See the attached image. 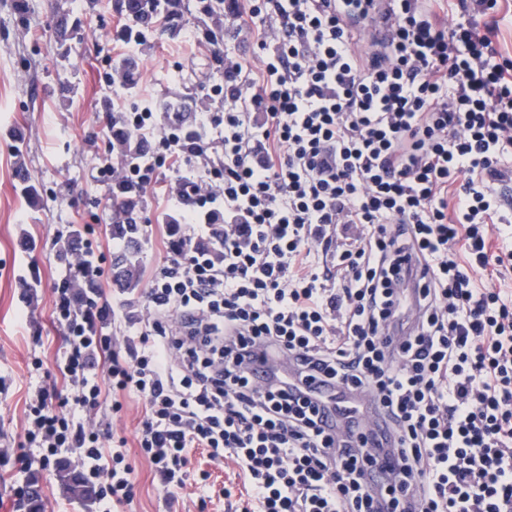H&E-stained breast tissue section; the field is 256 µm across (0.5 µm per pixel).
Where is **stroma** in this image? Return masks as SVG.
Instances as JSON below:
<instances>
[{"mask_svg": "<svg viewBox=\"0 0 512 512\" xmlns=\"http://www.w3.org/2000/svg\"><path fill=\"white\" fill-rule=\"evenodd\" d=\"M191 21L188 29L155 30L150 48L138 55L139 86L160 98L185 97L200 105L211 86L214 45L225 54H253L245 36L225 29L209 37L195 21L197 0H182ZM28 22L17 19L16 0H0V449L23 439L26 400L33 358H42L49 383H60L55 359L63 331L52 317L55 294L65 269L56 259L58 235L80 227L97 248L107 297H120L112 283V226L97 201L106 192L95 169L112 155L109 105L113 93L104 81L116 52L112 30L118 0H29ZM69 11L66 43L53 28L57 10ZM24 159L40 187L44 203L30 206L16 178V161ZM169 177H162L142 203L151 227L140 258L145 276H152L166 252L163 247L168 213ZM32 249L20 247L22 237ZM138 494L117 512H224L222 499L205 504L195 485L168 495L150 464L130 451ZM43 512H97L90 500L73 495L57 472H36Z\"/></svg>", "mask_w": 512, "mask_h": 512, "instance_id": "obj_1", "label": "stroma"}]
</instances>
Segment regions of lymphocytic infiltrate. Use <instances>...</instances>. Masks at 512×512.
<instances>
[{"label":"lymphocytic infiltrate","mask_w":512,"mask_h":512,"mask_svg":"<svg viewBox=\"0 0 512 512\" xmlns=\"http://www.w3.org/2000/svg\"><path fill=\"white\" fill-rule=\"evenodd\" d=\"M458 5L445 26L431 0H229L257 51L213 48L221 110L162 124L139 99L146 153L97 169L140 200L169 174L180 225L136 339L101 288L57 289L73 396L30 390L28 464L77 455L102 512L130 504L128 441L104 447L88 414L134 396L171 493L208 491L200 448L248 486L234 512H512V299L478 281L512 265L489 241L512 62L475 21L497 0Z\"/></svg>","instance_id":"f902f5d3"}]
</instances>
